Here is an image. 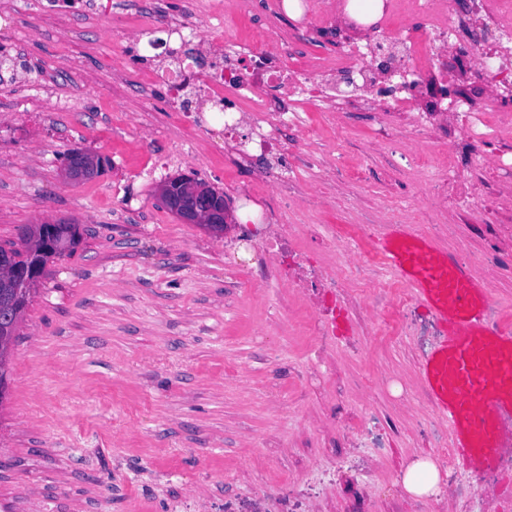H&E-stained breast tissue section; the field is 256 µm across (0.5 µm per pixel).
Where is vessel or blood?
Segmentation results:
<instances>
[{
  "instance_id": "vessel-or-blood-1",
  "label": "vessel or blood",
  "mask_w": 512,
  "mask_h": 512,
  "mask_svg": "<svg viewBox=\"0 0 512 512\" xmlns=\"http://www.w3.org/2000/svg\"><path fill=\"white\" fill-rule=\"evenodd\" d=\"M377 248L439 326L422 384L448 424L455 454L469 470L494 469L502 425L512 422V336L486 322L487 284L401 224L390 226Z\"/></svg>"
}]
</instances>
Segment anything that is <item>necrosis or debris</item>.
<instances>
[{
  "mask_svg": "<svg viewBox=\"0 0 512 512\" xmlns=\"http://www.w3.org/2000/svg\"><path fill=\"white\" fill-rule=\"evenodd\" d=\"M390 12L406 18L423 20L433 46L422 49L416 40L402 39L385 32L367 49L347 46L336 56L311 66L294 68L290 61L301 43L308 24L329 21L330 12L321 0H305L302 23L290 36L277 40L274 49L246 48L232 36L211 41L214 59L208 70L192 73L204 97L224 114L225 130L236 129L234 113L247 109L251 115L250 133L244 143L257 156L279 151L289 170L322 169L325 156L290 150L286 136L293 129H307L305 113L298 111L294 100L307 96L314 102L335 98L337 104L356 103L368 106L380 117L381 137L392 134L383 117L388 112H408L412 119L405 129L409 141H419L425 131L436 126V114L450 112L455 120L454 139L448 150V169L430 187L424 198L428 207L436 208L448 198L449 182L461 183L463 204L478 206L484 202L486 179H494L500 188L512 189V111L498 114L496 129H489L482 110L459 93L446 102H434L431 109L420 112L415 104L423 93L424 75L438 67L440 47H447L455 57H468L476 44L484 51L473 72L475 78L497 89L512 91V63L498 55L502 41L512 39V0H386ZM206 19L214 30L224 26V0H188L180 18L172 19L151 6H144L139 29L149 33L164 29L169 38H200L199 19ZM397 54L400 64L388 88L374 86L376 61L387 54ZM467 160V170H460V160ZM276 217L279 230L268 233L266 225H256L266 245L265 260L251 270L256 282L276 283L287 277L310 280L320 288L325 299L357 310L362 301L357 285L377 290L382 306L375 320L386 337L407 336L426 349L436 334V324L420 314L408 300L407 289L387 273L383 257L372 243L376 227L372 224H332L327 229L330 255L306 249V237L315 235L314 225L303 224L296 217L294 202L279 207ZM491 235L496 244L467 247L462 256L475 273L493 280L512 278V224H495ZM363 429H354L343 405L331 408L329 421L338 434L353 448L352 465L367 471L371 465L370 449L384 448L390 437L383 428L384 415L375 406H367ZM414 434L428 438L436 451V460L449 487L458 512H512V499L501 490L503 476L512 474V446L503 445L500 474L485 477L462 475L451 451L448 432L436 418L423 411L410 418ZM337 464L327 459L313 468L299 485L271 489L258 485L248 496L228 495L224 512H314L323 490L336 479Z\"/></svg>",
  "mask_w": 512,
  "mask_h": 512,
  "instance_id": "necrosis-or-debris-1",
  "label": "necrosis or debris"
}]
</instances>
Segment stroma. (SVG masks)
Returning a JSON list of instances; mask_svg holds the SVG:
<instances>
[{
    "label": "stroma",
    "mask_w": 512,
    "mask_h": 512,
    "mask_svg": "<svg viewBox=\"0 0 512 512\" xmlns=\"http://www.w3.org/2000/svg\"><path fill=\"white\" fill-rule=\"evenodd\" d=\"M137 2L39 0L37 12L0 20V45L32 67L0 85V244L30 224L82 232L73 251L47 264L7 364L0 504L9 512H221L225 495L252 491L239 470L277 486L303 482L314 462L333 458L340 469L320 512H438V498L384 487L412 459L428 458L415 435L396 433L381 469L366 475L327 421L335 404L356 420L370 402L403 421L422 393L413 341L382 342L373 321L340 311L338 333L358 338L364 352L327 354L303 327L294 281L234 285L264 246L257 237L242 249L239 212L257 224L281 202L276 188L255 182L267 159L237 162L230 143L208 139L145 176L191 132L173 128L165 84H141L142 72L168 66L164 47L144 51L130 25L106 20L134 14ZM273 3L249 0L242 13L224 0L226 31L247 43L263 25L289 34L293 14ZM427 84L435 97L445 84L463 91L496 126L498 102L469 63H449ZM59 91L78 111H29L30 98ZM301 107L317 132L313 149L360 173L341 187L332 171L292 173L303 223L371 224L401 200L426 196L425 175L389 164L405 141L374 142L371 113L348 107L330 125L323 105ZM73 149L111 166L65 182ZM178 175L223 191L233 216L224 233L181 223L163 205L158 190ZM485 221L453 193L446 207L401 219L416 234L425 224ZM382 371L395 379L388 390L370 396L355 387Z\"/></svg>",
    "instance_id": "1"
}]
</instances>
